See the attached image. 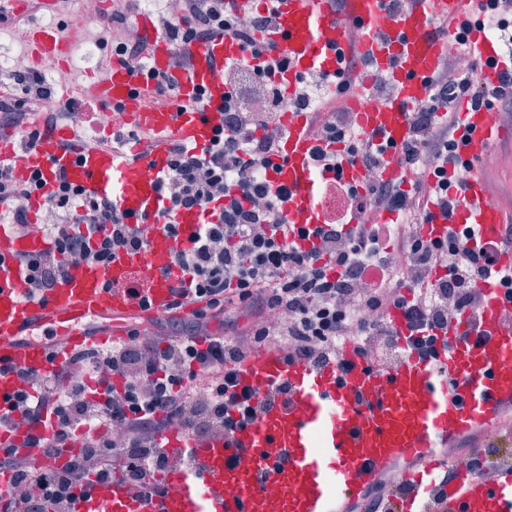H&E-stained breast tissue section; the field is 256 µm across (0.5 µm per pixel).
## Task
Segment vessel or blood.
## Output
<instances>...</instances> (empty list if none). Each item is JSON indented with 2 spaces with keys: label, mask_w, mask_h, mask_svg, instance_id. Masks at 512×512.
I'll return each mask as SVG.
<instances>
[{
  "label": "vessel or blood",
  "mask_w": 512,
  "mask_h": 512,
  "mask_svg": "<svg viewBox=\"0 0 512 512\" xmlns=\"http://www.w3.org/2000/svg\"><path fill=\"white\" fill-rule=\"evenodd\" d=\"M387 0H346L345 16L330 13L327 0H273L276 25L265 32L272 54L287 60L277 79L293 93L298 75L334 72L338 52H354L370 69L386 77V96L357 92L350 100L364 137L388 144L380 169L384 180L400 179L398 149L410 135V110L429 94L427 80L439 67L446 43L461 24H469L468 44L479 64V78L498 92L512 87V63L484 31L488 0H413L410 8L392 12ZM132 25L151 49L148 67L131 70L113 62L105 75L93 78L92 95L137 129L150 133L152 149L128 160L108 147L89 149L69 127L42 135L35 148L22 149L14 133L0 136V161H9L17 180L33 170L43 174V193L54 190L65 173L86 195H112L120 212L141 220L148 240L145 251L121 252L106 266L70 268L47 301L29 299L13 259L48 248L38 234H19L0 225V396L20 388L19 370L49 373L54 362L93 344H112L113 336H87L82 326L94 318L156 316L165 313L178 281L171 255L202 222L199 209L174 217L180 238H171L159 212V177L167 168L168 144L179 140L206 146L221 118L224 80L216 63L244 55L230 36L191 46L192 67H173L174 45L149 14L136 12ZM444 25L443 35L432 29ZM356 41H349V29ZM33 66L64 65L74 46V32L34 27L22 35ZM164 76L177 93L179 108L155 107L150 99L155 76ZM457 134L458 153L466 162V190L452 211L424 225L430 238L449 227L473 224L480 243L501 241L512 224V188H495L497 170L489 154L512 150V126L495 107L463 105ZM307 116L287 113L288 130L275 169V183L292 196L284 210L288 223L313 224L319 174L304 131ZM148 282L143 298L128 293L134 270ZM476 310L461 314L437 330L431 355H410L398 366L381 370L346 343L338 358L316 367L283 352L260 349L235 368L236 389L264 394L287 386V402L268 405L258 419L229 436L197 441L177 426L161 437L176 465L159 476L162 491L144 501L121 479L109 489L78 493L75 512H337L338 504L361 502L369 485L392 464L406 463L397 491L388 498L389 512H512V468L494 478L476 470H459L446 485L435 472L447 465L442 448L466 437L465 452L483 456L489 437L512 445V425L503 410L512 404V299L498 280L480 281ZM48 329L63 339L57 352L45 342L21 343L23 331ZM52 433L49 423L0 428V445L27 452L34 438ZM189 456L190 465L180 464Z\"/></svg>",
  "instance_id": "vessel-or-blood-1"
}]
</instances>
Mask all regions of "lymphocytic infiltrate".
Returning <instances> with one entry per match:
<instances>
[{
    "instance_id": "obj_1",
    "label": "lymphocytic infiltrate",
    "mask_w": 512,
    "mask_h": 512,
    "mask_svg": "<svg viewBox=\"0 0 512 512\" xmlns=\"http://www.w3.org/2000/svg\"><path fill=\"white\" fill-rule=\"evenodd\" d=\"M274 26L273 10H231L224 0H180L178 13L165 23L172 42L204 43L230 34L247 53L221 66L222 121L209 144L200 149L171 144L160 178L169 236L181 234L180 225L170 221L177 211L203 213L190 246L173 254L189 279L175 286L171 307L190 303L194 309L184 330L166 341L133 328L112 348L73 352L52 373L21 371L25 387L0 413V427L48 419L54 430L34 441L31 455L0 447V471L9 473L11 491L4 512H72L77 488H104L117 477L151 500L158 474L170 464L158 442L167 428L179 426L196 440L224 436L274 400L271 392L259 401L233 389L232 365L255 350L277 349L320 365L352 341L369 362L386 366L406 355L387 320L390 309L402 310L415 332L413 348L423 356L431 350L432 329L477 308L475 284L494 275L497 253L475 244L472 224L450 229L444 240L421 233L435 211L455 204L449 173L458 167L453 134L460 119L449 91H468L474 103L491 96L475 71L457 67L458 59L470 56L464 40L456 39L455 53L444 56L427 100L415 107L411 134L401 148L403 184L374 181L357 193L334 175L342 164L331 151L335 144L344 145L365 169L384 163V147L338 120L347 110V94L362 86L357 73L364 59L353 54L340 59L334 74L313 72L300 79L295 109L308 115L306 131L316 144L313 166L331 174L319 187L347 197L341 215L322 213L320 224L307 229L284 223L288 188L268 178L287 135L270 105V77L285 62L266 57L257 39ZM5 82L24 95L20 102L0 100V113L24 147H34L44 132L70 120L67 109L49 104L31 83L26 68L14 70ZM425 154L434 161L428 178L420 174ZM56 181L44 197L47 221L37 227L49 249L15 258L30 297L38 300L69 268L105 266L117 252L148 245L140 224L120 212L111 196H86L62 173ZM41 188L40 175L20 182L9 163L0 162V219L30 232L35 227L24 202ZM372 205L397 213V221L368 223ZM296 236L316 237V248L301 250L292 242ZM239 312L250 318L244 330L210 335L212 320L230 323ZM115 375L122 378V389L112 386ZM202 380L208 384L203 398L197 394ZM77 440L81 450L62 468L47 466V459Z\"/></svg>"
}]
</instances>
